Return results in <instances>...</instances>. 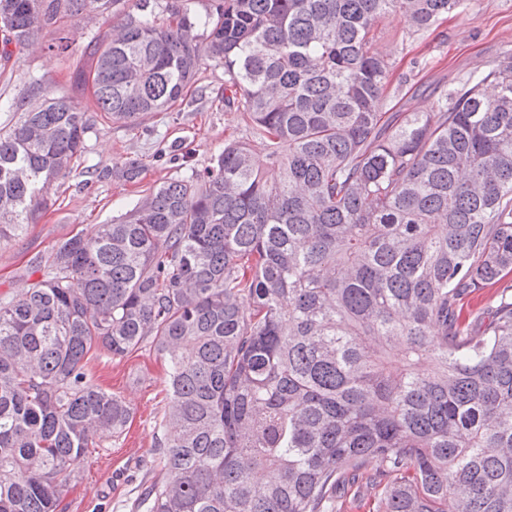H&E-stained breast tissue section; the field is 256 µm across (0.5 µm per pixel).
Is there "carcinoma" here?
<instances>
[{
    "instance_id": "cac0c4a2",
    "label": "carcinoma",
    "mask_w": 512,
    "mask_h": 512,
    "mask_svg": "<svg viewBox=\"0 0 512 512\" xmlns=\"http://www.w3.org/2000/svg\"><path fill=\"white\" fill-rule=\"evenodd\" d=\"M192 2L161 21L139 0L73 82L133 125L222 64L265 161L224 143L0 297V512H57L71 464L131 416L88 353L145 343L167 403L130 512H340L363 475L373 512H512V293L485 319L459 307L512 274V53L389 115L376 31L401 12L423 33L467 0ZM119 4L0 0V56ZM3 107L21 116L0 129V244L90 129L65 95Z\"/></svg>"
}]
</instances>
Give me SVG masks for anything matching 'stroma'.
I'll return each instance as SVG.
<instances>
[{"mask_svg":"<svg viewBox=\"0 0 512 512\" xmlns=\"http://www.w3.org/2000/svg\"><path fill=\"white\" fill-rule=\"evenodd\" d=\"M121 20L118 14L78 17L61 35L66 49L55 48L59 35L45 30L34 46L13 52L0 65V103L20 100L38 85L43 93L72 97L92 123L85 153L68 177L54 183L40 216L0 244V295L21 291L36 280L37 258L60 240L111 223L149 188L209 165L226 139L247 138L254 149L262 147L251 138L240 112L224 105V69L211 62L203 66L179 110L155 113L134 126L100 120L94 98L74 86L72 73L91 37L111 32ZM376 44L395 62L383 96L385 111L427 112L435 106L436 87L512 52V0H474L468 9L417 35L397 13L380 27ZM132 162L143 168L137 181L116 177V170ZM166 369V360L148 344L122 357L91 350L85 364L89 377L120 397L132 418L122 435L97 442L73 464L74 480L61 501L62 512H129L127 503L161 430Z\"/></svg>","mask_w":512,"mask_h":512,"instance_id":"35a3bbf8","label":"stroma"}]
</instances>
